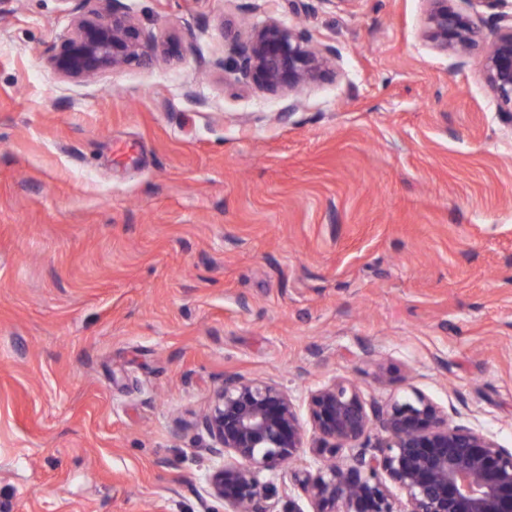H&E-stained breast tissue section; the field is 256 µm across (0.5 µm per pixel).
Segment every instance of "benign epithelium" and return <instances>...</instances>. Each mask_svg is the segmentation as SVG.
Here are the masks:
<instances>
[{"mask_svg": "<svg viewBox=\"0 0 512 512\" xmlns=\"http://www.w3.org/2000/svg\"><path fill=\"white\" fill-rule=\"evenodd\" d=\"M72 30L50 64L67 81H87L140 56L153 36L143 32L119 0H78ZM422 37L432 49L458 58L487 43L479 65L500 112H512V13L464 14L458 0H425ZM336 49L275 18L243 36L237 67L254 84L296 92L329 71ZM310 448L316 474L295 469L302 496L288 495V512H512V448L494 436L448 419V408L422 393L370 412L357 387L338 378L309 402ZM201 426L211 456L223 460L208 477L209 493L226 512H263L281 470L305 445L288 391L260 378L226 377ZM379 431L372 452L370 433ZM348 454H343V451ZM306 499L310 510L300 505Z\"/></svg>", "mask_w": 512, "mask_h": 512, "instance_id": "benign-epithelium-1", "label": "benign epithelium"}]
</instances>
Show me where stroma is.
<instances>
[{"mask_svg": "<svg viewBox=\"0 0 512 512\" xmlns=\"http://www.w3.org/2000/svg\"><path fill=\"white\" fill-rule=\"evenodd\" d=\"M154 35L85 82L73 0L0 15V512H224L225 376L420 392L512 448V115L424 0H121ZM275 18L336 50L298 92L222 65Z\"/></svg>", "mask_w": 512, "mask_h": 512, "instance_id": "obj_1", "label": "stroma"}]
</instances>
